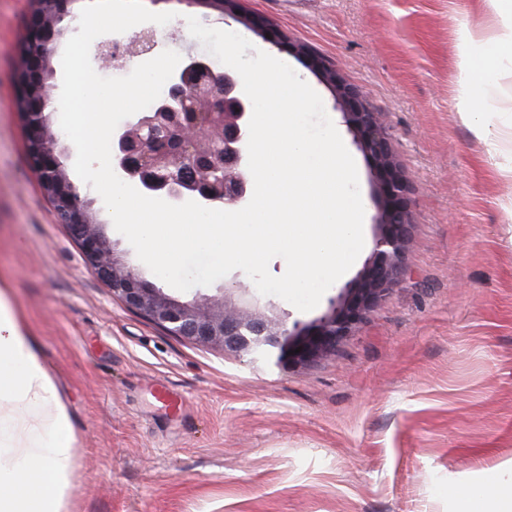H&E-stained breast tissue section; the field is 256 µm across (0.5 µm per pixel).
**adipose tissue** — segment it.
Listing matches in <instances>:
<instances>
[{
    "label": "adipose tissue",
    "instance_id": "1",
    "mask_svg": "<svg viewBox=\"0 0 512 512\" xmlns=\"http://www.w3.org/2000/svg\"><path fill=\"white\" fill-rule=\"evenodd\" d=\"M460 93L477 132L487 128L486 71L512 64V32L479 43L457 38ZM0 512H60L71 467V423L45 367L0 294Z\"/></svg>",
    "mask_w": 512,
    "mask_h": 512
}]
</instances>
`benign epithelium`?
<instances>
[{"label": "benign epithelium", "instance_id": "benign-epithelium-1", "mask_svg": "<svg viewBox=\"0 0 512 512\" xmlns=\"http://www.w3.org/2000/svg\"><path fill=\"white\" fill-rule=\"evenodd\" d=\"M75 4L76 0H60L56 19L48 25L31 18L24 41L38 48L32 66L40 69L48 66L64 33L62 22L73 12ZM247 20L267 42L299 56L310 71L332 87L343 122L371 162L377 205L375 249L355 281L340 292L322 317L290 326L271 315L257 298L246 292L234 298L224 294L191 300L166 294L134 269H118L117 253L110 239L97 225L81 223V212L71 211L73 223L68 228L85 263L129 309L195 344L249 354L268 349L275 353L282 368L290 370L315 364L331 354L345 337L360 328L367 310L402 279V257L411 229L410 207L407 184L393 157L390 135L360 91L340 74L331 72L318 56L287 40L264 18L249 15ZM167 85L179 93V99H184L189 90L206 102L210 112L224 115V183H204L190 194L158 183L151 172L155 161L146 159L148 152L143 144L131 141L128 124L116 128L112 136L115 172L137 183L143 191L164 195L174 202L193 199L206 207L220 203L226 207L245 205L252 182L247 152L252 107L237 74L232 70L217 72L206 58L189 55ZM161 118L173 126L182 122L181 115L166 103L151 113L137 114L135 121L143 127ZM62 155L61 150L50 158L31 155L29 161L34 171L47 172Z\"/></svg>", "mask_w": 512, "mask_h": 512}]
</instances>
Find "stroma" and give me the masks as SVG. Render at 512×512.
<instances>
[{"label":"stroma","mask_w":512,"mask_h":512,"mask_svg":"<svg viewBox=\"0 0 512 512\" xmlns=\"http://www.w3.org/2000/svg\"><path fill=\"white\" fill-rule=\"evenodd\" d=\"M329 60L381 115L408 185L406 278L357 333L314 365L282 370L185 341L129 310L57 223L26 155L15 53L32 0H0V291L57 388L73 427L61 512H475L484 485L512 497V67L489 76L487 134L459 98L457 34L504 30L495 0H240ZM143 23L150 53L202 52L191 10ZM321 96L353 156L364 248L308 312L260 302L288 322L321 317L371 256V165L331 89L253 37ZM182 393L167 414L158 382Z\"/></svg>","instance_id":"obj_1"}]
</instances>
